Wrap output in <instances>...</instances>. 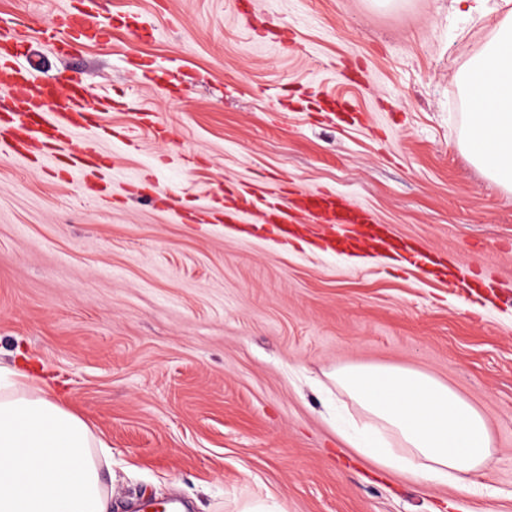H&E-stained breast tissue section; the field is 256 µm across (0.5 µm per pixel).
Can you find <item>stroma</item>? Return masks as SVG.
Listing matches in <instances>:
<instances>
[{
    "label": "stroma",
    "mask_w": 512,
    "mask_h": 512,
    "mask_svg": "<svg viewBox=\"0 0 512 512\" xmlns=\"http://www.w3.org/2000/svg\"><path fill=\"white\" fill-rule=\"evenodd\" d=\"M110 34H30L15 62L81 78L111 110L76 128L105 158L0 137V366L30 369L112 450L111 512H512V194L461 148L459 75L493 33L454 0H91ZM79 0H0V28ZM289 46H281L282 33ZM237 190H328L393 238L473 276L445 278L255 229L181 224ZM350 363L416 369L486 417L470 492L379 468L336 433Z\"/></svg>",
    "instance_id": "obj_1"
}]
</instances>
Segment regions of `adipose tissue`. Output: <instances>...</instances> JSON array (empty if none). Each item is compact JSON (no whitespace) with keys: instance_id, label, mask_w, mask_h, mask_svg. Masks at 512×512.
Returning <instances> with one entry per match:
<instances>
[{"instance_id":"adipose-tissue-1","label":"adipose tissue","mask_w":512,"mask_h":512,"mask_svg":"<svg viewBox=\"0 0 512 512\" xmlns=\"http://www.w3.org/2000/svg\"><path fill=\"white\" fill-rule=\"evenodd\" d=\"M462 145L512 193V11L461 75ZM333 379L363 412L342 438L386 470L464 492L492 459L483 415L447 384L393 365L349 364ZM112 451L40 379L0 369V512H107L101 461Z\"/></svg>"}]
</instances>
